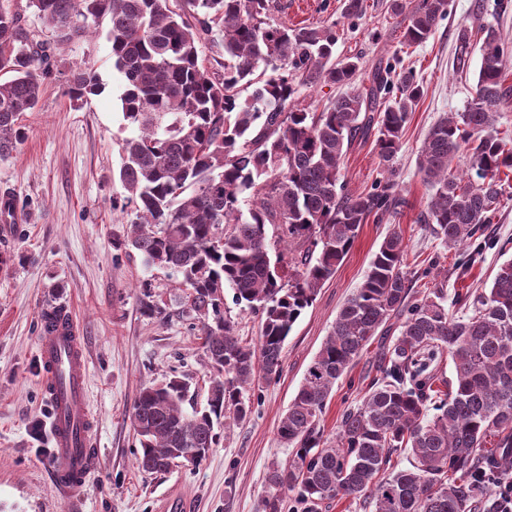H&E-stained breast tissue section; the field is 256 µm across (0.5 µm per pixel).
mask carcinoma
<instances>
[{
	"label": "carcinoma",
	"instance_id": "obj_1",
	"mask_svg": "<svg viewBox=\"0 0 512 512\" xmlns=\"http://www.w3.org/2000/svg\"><path fill=\"white\" fill-rule=\"evenodd\" d=\"M451 0H391L406 48L419 46L450 14ZM59 45L79 42L107 22L112 59L123 76L125 140L120 181L137 212L127 242L148 267L180 276L175 316L204 336L211 372L204 406L191 382L173 378L142 388L132 405L147 473L191 458L205 461L227 416L252 413L246 393L279 376L286 339L330 280L361 225L401 214L407 201L390 167L423 95L396 56L379 60L359 83L358 62L336 61V23L288 27L272 20L279 0H26ZM367 0H344L342 15L365 16ZM0 160L26 138L20 122L38 107L53 74L54 45L27 27L12 0H0ZM224 36V73L207 50ZM508 47L486 30L476 95L462 112L440 117L419 153L431 188L419 221L462 249L493 223L503 175L512 172V135L497 128L495 107L512 100ZM347 91L321 110L302 106L317 86ZM98 75L71 69L66 94H98ZM248 95H243V92ZM377 130L385 174L366 193L343 180L345 156ZM274 229L271 240L268 229ZM406 245L391 230L363 281L344 302L277 425L292 449L271 463L261 512H325L345 500L369 512H481L482 470L512 475V259L471 308L456 315L440 288L415 292ZM260 319L257 343L239 340L224 290ZM395 321L380 343V376L362 404L344 412L336 437L322 414L336 384ZM449 355L454 380L436 385ZM407 455L408 466L395 460Z\"/></svg>",
	"mask_w": 512,
	"mask_h": 512
}]
</instances>
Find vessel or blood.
Returning a JSON list of instances; mask_svg holds the SVG:
<instances>
[{
    "mask_svg": "<svg viewBox=\"0 0 512 512\" xmlns=\"http://www.w3.org/2000/svg\"><path fill=\"white\" fill-rule=\"evenodd\" d=\"M38 353L54 444L47 468L55 494L71 512H81L86 480L100 459L86 398L85 338L72 315H65L54 328H41Z\"/></svg>",
    "mask_w": 512,
    "mask_h": 512,
    "instance_id": "1",
    "label": "vessel or blood"
}]
</instances>
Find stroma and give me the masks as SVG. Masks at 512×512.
Listing matches in <instances>:
<instances>
[{
    "instance_id": "1",
    "label": "stroma",
    "mask_w": 512,
    "mask_h": 512,
    "mask_svg": "<svg viewBox=\"0 0 512 512\" xmlns=\"http://www.w3.org/2000/svg\"><path fill=\"white\" fill-rule=\"evenodd\" d=\"M477 2L452 0L451 15L435 35L407 49L390 0H368L365 17L354 23L341 14L343 0H279L275 22H336L342 36L335 57H360V78H367L380 58L397 54L422 79L425 94L393 160L409 206L396 220L361 226L334 277L294 324L278 379L251 389L250 418L221 429L200 467L178 464L159 474L137 468L133 400L142 386L175 376H190L206 389L203 341L173 315L179 276L146 268L125 245L136 215L124 206L119 169L121 145L132 131L121 112L123 80L113 66L107 26L99 24L83 42L58 47L39 106L24 119V142L0 161V192L14 196L19 217L17 223L0 225V512H68L42 467L52 441L37 337L48 306H68L87 337L88 401L97 423L100 466L87 482L84 512H162L173 495L186 500L189 512H260L268 467L290 453L277 436L278 422L389 230L400 228L408 264L425 273L413 280L414 289L440 288L451 297L490 286L498 265L512 258V185L505 188L485 241L464 250L445 246L417 221L430 196L418 168L421 144L443 114L463 111L473 98L483 26L493 25L512 49V12H483ZM464 34L470 48L460 70L456 56ZM80 63L95 70L101 84L98 95L84 104L68 97L64 83L65 74ZM343 172L355 194L369 191L382 177L374 138L354 143ZM146 289L158 314L143 310ZM379 364L375 343L338 382L323 415L325 437H335L343 413L361 405Z\"/></svg>"
}]
</instances>
